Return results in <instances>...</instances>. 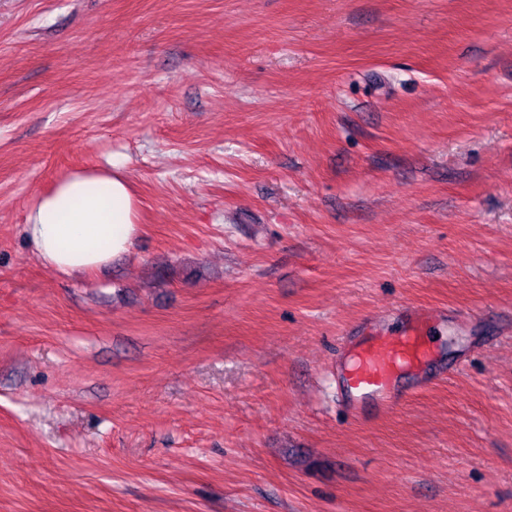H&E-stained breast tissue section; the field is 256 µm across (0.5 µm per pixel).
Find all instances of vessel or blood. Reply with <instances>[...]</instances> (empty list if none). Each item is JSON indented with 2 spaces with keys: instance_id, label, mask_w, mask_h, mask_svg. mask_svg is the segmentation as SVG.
I'll return each instance as SVG.
<instances>
[{
  "instance_id": "b4317fda",
  "label": "vessel or blood",
  "mask_w": 512,
  "mask_h": 512,
  "mask_svg": "<svg viewBox=\"0 0 512 512\" xmlns=\"http://www.w3.org/2000/svg\"><path fill=\"white\" fill-rule=\"evenodd\" d=\"M402 313L407 325L395 334L380 333L369 325L360 329L345 374L353 397L390 402L392 385L400 374L422 372L432 363L433 352L422 325L436 317V310L406 307Z\"/></svg>"
}]
</instances>
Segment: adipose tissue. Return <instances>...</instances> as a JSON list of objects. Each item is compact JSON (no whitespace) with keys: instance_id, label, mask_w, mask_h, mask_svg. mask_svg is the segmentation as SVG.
<instances>
[{"instance_id":"ef3b65f1","label":"adipose tissue","mask_w":512,"mask_h":512,"mask_svg":"<svg viewBox=\"0 0 512 512\" xmlns=\"http://www.w3.org/2000/svg\"><path fill=\"white\" fill-rule=\"evenodd\" d=\"M143 229L118 166L79 172L41 195L25 224L39 259L59 273H90L127 255Z\"/></svg>"}]
</instances>
